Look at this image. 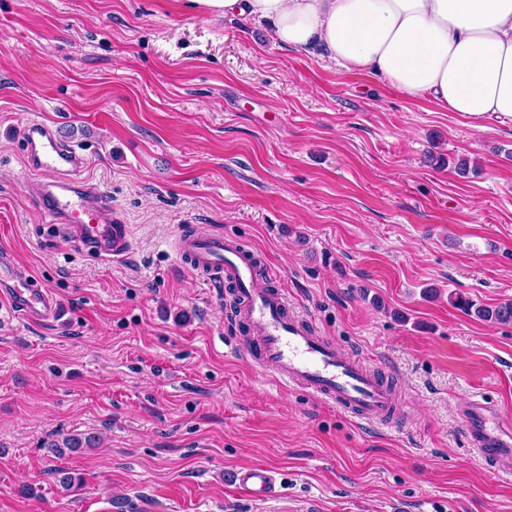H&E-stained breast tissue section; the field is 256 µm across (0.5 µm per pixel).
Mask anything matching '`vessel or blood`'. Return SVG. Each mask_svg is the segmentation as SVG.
Here are the masks:
<instances>
[{
	"label": "vessel or blood",
	"instance_id": "vessel-or-blood-1",
	"mask_svg": "<svg viewBox=\"0 0 512 512\" xmlns=\"http://www.w3.org/2000/svg\"><path fill=\"white\" fill-rule=\"evenodd\" d=\"M22 140L28 167L42 177L40 200L51 222L64 225L79 250L94 251L106 261L129 256L131 229L113 219L110 200L84 177L88 158L81 147L64 143L37 120L24 128ZM175 251L181 262L212 284L234 281V320L249 332L235 347L264 375L362 419L388 420L395 409L391 388L320 336L311 321L289 314L284 295L268 287L258 274L254 255L237 240L222 234L181 235L175 239ZM0 309L31 324H52L59 320L63 305L35 277L18 278L12 254L1 247ZM461 415L465 434L490 473L512 467V426L505 424L497 404L474 399ZM231 482L251 499L268 500L278 493V474L265 465L236 471Z\"/></svg>",
	"mask_w": 512,
	"mask_h": 512
}]
</instances>
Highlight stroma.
Instances as JSON below:
<instances>
[{"instance_id": "1", "label": "stroma", "mask_w": 512, "mask_h": 512, "mask_svg": "<svg viewBox=\"0 0 512 512\" xmlns=\"http://www.w3.org/2000/svg\"><path fill=\"white\" fill-rule=\"evenodd\" d=\"M33 119L85 148L126 260L44 214ZM182 229L258 255L290 313L389 374L398 422L231 352L232 294L178 261ZM0 245L67 308L0 320V512H512V469L490 475L459 416L481 395L512 418V324L449 301H512V123L475 129L188 0H0ZM70 434L91 446L49 449ZM253 465L279 498L235 493Z\"/></svg>"}]
</instances>
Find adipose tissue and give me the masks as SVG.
Segmentation results:
<instances>
[{
    "instance_id": "ef3b65f1",
    "label": "adipose tissue",
    "mask_w": 512,
    "mask_h": 512,
    "mask_svg": "<svg viewBox=\"0 0 512 512\" xmlns=\"http://www.w3.org/2000/svg\"><path fill=\"white\" fill-rule=\"evenodd\" d=\"M265 23L271 42L319 50L475 125L512 122V0H193Z\"/></svg>"
}]
</instances>
